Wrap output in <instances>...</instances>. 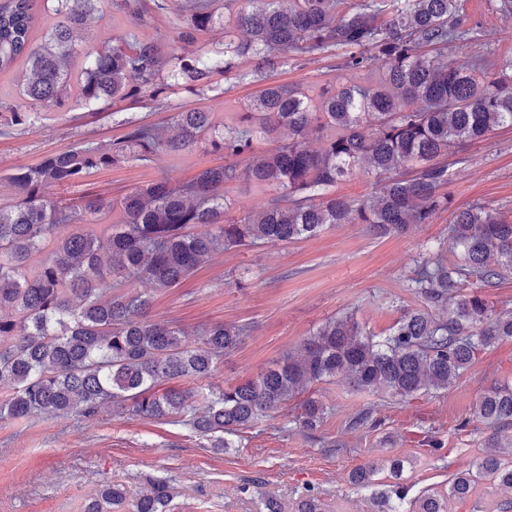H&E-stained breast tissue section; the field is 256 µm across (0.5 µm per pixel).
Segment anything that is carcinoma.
I'll use <instances>...</instances> for the list:
<instances>
[{
	"label": "carcinoma",
	"mask_w": 512,
	"mask_h": 512,
	"mask_svg": "<svg viewBox=\"0 0 512 512\" xmlns=\"http://www.w3.org/2000/svg\"><path fill=\"white\" fill-rule=\"evenodd\" d=\"M58 23L34 44V0H0V70L17 60L29 76L22 90L32 105L60 106L70 78L66 62L76 52L73 31L84 26L99 0H46ZM224 21V50L187 58L166 54L154 40H132L92 56L80 86L89 105L157 97L168 89L161 72L195 83L215 72L228 75L244 57L262 73L290 54L315 57L344 51L341 67L376 69L368 84L348 82L323 92L319 102L286 85L267 87L252 112H228L224 121L203 110L175 112L178 134L131 124L109 144L51 151L8 176L18 196L0 208V420L41 414L86 420L104 408L118 416L176 420L208 447H230L226 436L288 407L315 383L345 378L362 390H385L411 399L448 388L476 354L512 339V312L502 315L479 292L512 271V219L482 203L453 207L448 157L462 146L512 126V77L484 59L460 68L448 62L450 43L483 40L466 25L460 0H244ZM136 20L168 0H116ZM180 39L193 40L213 22L211 0H185ZM248 35L235 39L237 31ZM32 112H1L0 135L32 124ZM288 132L258 152L267 136ZM222 153L228 163L202 168L191 182L156 178L128 194L119 220L100 231L93 200L78 212L49 195L92 171L120 161H145L158 152L180 155L195 148ZM244 167H239L240 162ZM363 171L374 179L368 198L336 193ZM272 190L259 213L226 216L224 185L239 178ZM452 210L448 243L456 260L436 251L420 261L411 282L427 307L406 310L390 332L378 336L351 317L335 319L254 378L204 395L168 386L173 380L209 378L236 349L243 326L214 324L192 342L181 328L147 318L151 300L140 294L99 296L106 276L118 285L147 280L172 288L215 255L243 245L276 246L318 235L336 224H364L376 236L431 224ZM474 287L471 292L464 287ZM295 421L314 431L326 407L308 398ZM472 417L489 430L473 468L456 473L448 490L407 499L404 485L380 488L379 465L353 469L351 484L372 489L374 512H447L448 496L464 499L481 481L512 489V386L498 385L477 399ZM177 491L166 479L135 500L129 512H172ZM126 501L116 484L102 486L84 512H112ZM295 512H323L313 494Z\"/></svg>",
	"instance_id": "obj_1"
}]
</instances>
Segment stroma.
Returning a JSON list of instances; mask_svg holds the SVG:
<instances>
[{"label":"stroma","mask_w":512,"mask_h":512,"mask_svg":"<svg viewBox=\"0 0 512 512\" xmlns=\"http://www.w3.org/2000/svg\"><path fill=\"white\" fill-rule=\"evenodd\" d=\"M462 8L468 24L489 38L482 46H449V61L469 64L483 54L501 65L512 63V16L499 0H462ZM212 9L211 26L187 43L179 38L186 20L182 0H169L168 10L149 13L141 22L113 0H101L87 26L73 35L76 52L68 62L71 88L64 105L42 108L34 125L0 136V208L17 202L8 175L50 151L108 144L126 133L128 123L163 126L172 113L193 108L219 115L247 112L269 82L317 95L351 77L339 50L316 61L289 57L263 80L249 77L251 63L242 58L237 77L217 72L191 92L175 85L156 98L144 93L104 107L82 100L79 85L90 53L111 48L128 34L161 41L175 55L223 48L224 15L238 6L212 0ZM459 156L448 167L447 191L456 206L480 201L512 218V127L463 146ZM223 162V154L198 149L181 156L158 153L94 171L49 194L78 211L91 200L110 203L100 220L105 227L118 220L121 200L145 182L164 177L181 185L200 169ZM449 222L444 212L433 223L387 237L374 236L362 224H341L286 245L230 249L173 288L158 290L144 280L128 290L151 297L152 319L195 338L216 323L246 326L238 347L208 380L211 387H224L257 376L331 320L349 316L382 335L404 310L423 308L410 278L417 261L445 242ZM508 383L511 340L480 352L448 389L409 400L360 390L339 378L310 390L329 409L317 430H300L288 408L231 436L230 448L219 454L184 425L108 410L89 420H0V512H82L107 482L122 485L132 501L149 492L158 477L174 479L181 491L178 512H259L267 497L291 506L308 489L325 512H372L369 491L348 480L353 468L395 455L404 462L401 481L409 497L447 489L453 475L472 467L482 453L487 432L470 418L476 400L491 386ZM364 412L368 421L355 424ZM448 512H512V490L480 482L468 499L449 501Z\"/></svg>","instance_id":"1"}]
</instances>
